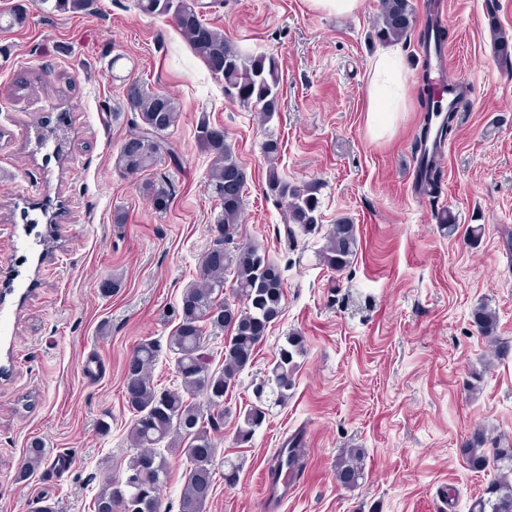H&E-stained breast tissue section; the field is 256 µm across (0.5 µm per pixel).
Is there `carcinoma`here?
Here are the masks:
<instances>
[{
    "mask_svg": "<svg viewBox=\"0 0 512 512\" xmlns=\"http://www.w3.org/2000/svg\"><path fill=\"white\" fill-rule=\"evenodd\" d=\"M39 3L48 13L80 12L90 6V0H39ZM380 6L376 38L386 43L407 37L415 24V7L410 0H381ZM139 8L146 14L174 16L192 51L224 81V93L255 112L261 124H268L280 112L282 73L275 56L242 52L210 26L188 0H139ZM26 21V10L20 6L0 13V29L21 27ZM491 26L501 48L502 63L512 69L508 39L499 31L496 20H491ZM447 36L446 30L429 22L419 31L418 43L427 53L433 43L444 46ZM126 101L129 109L138 113L141 126L129 138L132 146L120 148L117 165L128 174H136L168 156L174 157L168 135L180 118L175 98L143 82H135L126 90ZM196 138L212 158L208 190L220 212L212 228L214 247L202 259L203 283L184 291L181 322L169 341L183 391L155 390L150 369L157 349L150 341L139 344L124 374L125 401L136 414L130 440L137 449L128 461L124 484L138 493L139 512H162L161 490L169 477V462L158 451V445L163 442L180 451L189 464L179 512H205L213 492L217 448L212 433L232 416L236 422V440L240 443L251 440L266 421L269 404L284 405L292 396L298 359L305 353L303 337L294 333L286 336L265 374L253 382L256 402L242 414H234L224 405V397L237 385L239 375L252 365L267 330L280 317L285 296L281 269L266 253L251 244L227 248L242 223L246 175L225 133L204 119L197 125ZM264 153L268 162V190L286 203V234L293 237L297 230L304 235L320 232L317 187L292 184L280 176L278 139L268 136ZM142 190L154 208H167L169 194L165 188L147 183ZM357 235V226L346 219L331 225L320 250L323 265L336 272L348 268L356 254ZM229 271L233 274V303L220 300ZM472 322L480 335L494 346L497 355L509 353L512 348L497 335L498 318L494 311L485 306L476 308ZM208 326L230 329V336L224 342V368L220 371L211 369V358L203 342ZM199 394L204 396L206 405L194 401ZM487 441L485 431L478 428L461 445V452L472 469L483 470L491 463L498 469L497 477L487 486L484 496L475 501L471 512H512V441L499 440L491 453L487 452ZM364 457L362 448H346L336 457L334 475L340 486L350 489L359 484L364 475ZM44 460L40 444L32 443L19 477L25 478ZM120 504L117 481L110 479L94 500V512H116Z\"/></svg>",
    "mask_w": 512,
    "mask_h": 512,
    "instance_id": "1",
    "label": "carcinoma"
}]
</instances>
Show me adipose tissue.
Instances as JSON below:
<instances>
[{
	"label": "adipose tissue",
	"instance_id": "ef3b65f1",
	"mask_svg": "<svg viewBox=\"0 0 512 512\" xmlns=\"http://www.w3.org/2000/svg\"><path fill=\"white\" fill-rule=\"evenodd\" d=\"M406 71L400 52L382 49L371 66L365 124L369 135L381 139L395 128L405 110Z\"/></svg>",
	"mask_w": 512,
	"mask_h": 512
}]
</instances>
